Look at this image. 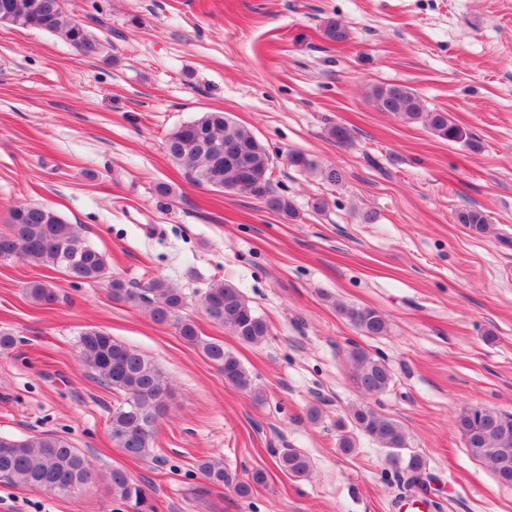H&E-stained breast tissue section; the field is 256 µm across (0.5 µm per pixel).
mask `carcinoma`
<instances>
[{
  "label": "carcinoma",
  "mask_w": 512,
  "mask_h": 512,
  "mask_svg": "<svg viewBox=\"0 0 512 512\" xmlns=\"http://www.w3.org/2000/svg\"><path fill=\"white\" fill-rule=\"evenodd\" d=\"M1 21L57 35L85 58H95L105 51L91 26L66 13L64 0H0ZM323 36L340 45L349 41L350 31L342 22L330 18L323 24ZM370 99L380 112L420 123L448 142L471 144L470 134L448 113L427 109L409 86L378 84L372 87ZM166 145L169 158L185 169L192 182L256 197L287 219L298 217L291 200L278 194L271 182L268 149L250 129L237 124L228 114L205 112L172 132ZM287 160L293 167L317 173L329 184L342 181L340 170L320 167L301 152L289 153ZM455 220L479 234L486 233L489 224L487 215L477 208L457 211ZM12 258L61 269L80 283L107 278L104 254L59 212L45 205L20 204L11 210L7 230L0 231V259ZM109 287L113 298L148 307L150 317L157 323H172L186 343L200 349L213 362L226 384L261 399L239 358L224 349V343L201 335L191 318L181 316L186 298L180 289L160 277L150 279L137 291L115 277L110 279ZM26 295L38 306H48L57 300L54 289L40 281L29 283ZM201 303L211 319L244 344H259L269 335L266 321L231 282H214ZM336 309L366 336H383L388 331L386 316L374 308L338 303ZM79 343L80 363L119 395L109 419L113 442L131 459L151 456L171 395L168 378L142 354L105 330L89 329ZM350 360L352 383L362 395L374 397L389 390L392 373L384 360L357 348L350 352ZM352 419L358 432L389 449V462L399 478V491L426 487L425 461L408 448L407 435L398 421L367 405L354 408ZM454 426L472 457L488 463L499 483L512 486V413L471 406L455 416ZM274 457L277 468L287 475L303 478L311 471L310 458L295 448H277ZM198 470L210 484L231 485L242 498L250 494L253 485L263 484L267 479L262 470L252 472L245 480L235 479L224 470V462L214 458L200 461ZM0 477L17 485L68 496L89 485L95 474L79 449L64 437L47 433L25 439L0 435ZM110 484L112 498L131 512H156L149 485L134 479L126 470L112 468Z\"/></svg>",
  "instance_id": "1"
}]
</instances>
